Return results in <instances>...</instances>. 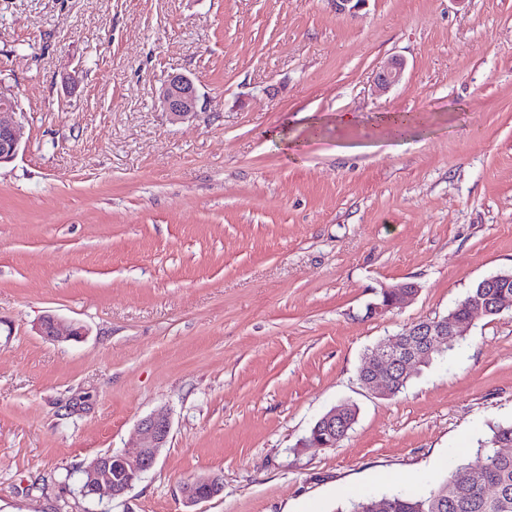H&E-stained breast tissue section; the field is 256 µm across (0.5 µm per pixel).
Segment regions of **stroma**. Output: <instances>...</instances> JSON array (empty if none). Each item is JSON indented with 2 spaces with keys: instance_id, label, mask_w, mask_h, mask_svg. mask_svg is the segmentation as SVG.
Segmentation results:
<instances>
[{
  "instance_id": "stroma-1",
  "label": "stroma",
  "mask_w": 512,
  "mask_h": 512,
  "mask_svg": "<svg viewBox=\"0 0 512 512\" xmlns=\"http://www.w3.org/2000/svg\"><path fill=\"white\" fill-rule=\"evenodd\" d=\"M391 57L399 85L374 89ZM194 80L180 122L158 100ZM0 81L20 151L0 165V512H336L418 490L512 419V311L397 395L369 349L512 272V0H0ZM352 112L355 125L332 126ZM422 122L407 144L376 114ZM296 143L285 153L280 138ZM418 285L370 317L382 288ZM54 315L77 341L37 331ZM349 403L333 448L302 447ZM154 468L106 508L70 472L135 452ZM199 100L197 86L184 74L169 76L160 93L162 108L173 121L183 120L198 112ZM221 489L218 475H208L184 482L181 486V495L186 506L190 507L219 495Z\"/></svg>"
}]
</instances>
